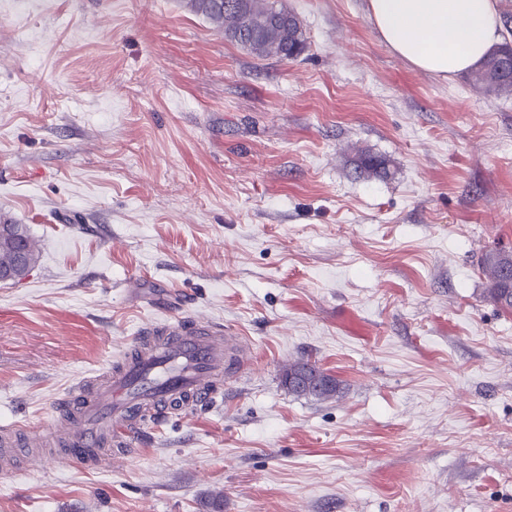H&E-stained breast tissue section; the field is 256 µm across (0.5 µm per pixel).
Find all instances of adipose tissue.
Returning a JSON list of instances; mask_svg holds the SVG:
<instances>
[{
	"instance_id": "adipose-tissue-1",
	"label": "adipose tissue",
	"mask_w": 512,
	"mask_h": 512,
	"mask_svg": "<svg viewBox=\"0 0 512 512\" xmlns=\"http://www.w3.org/2000/svg\"><path fill=\"white\" fill-rule=\"evenodd\" d=\"M498 0H368L384 43L423 72L448 78L477 68L501 39Z\"/></svg>"
}]
</instances>
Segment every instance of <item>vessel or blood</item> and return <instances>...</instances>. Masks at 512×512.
I'll return each mask as SVG.
<instances>
[{
    "mask_svg": "<svg viewBox=\"0 0 512 512\" xmlns=\"http://www.w3.org/2000/svg\"><path fill=\"white\" fill-rule=\"evenodd\" d=\"M125 361L79 380L56 404L45 430L30 422L0 426V470L30 458L50 441L74 466L101 470L131 455L130 442L146 424L170 411L188 412L216 401L225 369L250 362V349L214 320L175 316L140 328Z\"/></svg>",
    "mask_w": 512,
    "mask_h": 512,
    "instance_id": "obj_1",
    "label": "vessel or blood"
}]
</instances>
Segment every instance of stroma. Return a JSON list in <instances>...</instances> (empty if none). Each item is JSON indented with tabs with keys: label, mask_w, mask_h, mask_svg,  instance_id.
<instances>
[{
	"label": "stroma",
	"mask_w": 512,
	"mask_h": 512,
	"mask_svg": "<svg viewBox=\"0 0 512 512\" xmlns=\"http://www.w3.org/2000/svg\"><path fill=\"white\" fill-rule=\"evenodd\" d=\"M306 51L261 59L190 0H0V426L138 329L210 318L253 361L131 457L0 474V512H512V93L395 55L367 0H279ZM383 159L387 173L362 168ZM305 359L330 401L281 383ZM13 225L16 226L17 231L18 230L22 231V234H23L22 236L24 237V241H25L24 247L26 248L28 254L31 257L30 258L31 266L27 272V265H28L27 256L23 252H19L18 260L16 262L17 252L12 247L0 245V267L13 265L12 267H9V268H0V282L12 281V280L19 279L24 273L27 272V274H28L36 262L35 252H34L31 241L29 239V236L27 235V232H26L24 226L22 224H13ZM504 256L510 258L508 266L502 261ZM480 267L489 280V298L501 309L512 311V252L492 249L482 257ZM306 375L314 380L302 387L292 385L293 379ZM282 383L288 392L295 396H311L319 400L333 399L341 390L340 382L334 376L308 361H297L291 364L282 375Z\"/></svg>",
	"instance_id": "stroma-1"
}]
</instances>
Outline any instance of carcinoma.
I'll return each mask as SVG.
<instances>
[{"label":"carcinoma","instance_id":"obj_1","mask_svg":"<svg viewBox=\"0 0 512 512\" xmlns=\"http://www.w3.org/2000/svg\"><path fill=\"white\" fill-rule=\"evenodd\" d=\"M192 7L213 22L225 38L236 41V32H246L259 41L255 56L280 61L295 59L306 49V39L298 24L284 38L272 29L273 0H191ZM512 48L505 45L494 48L473 73L474 82L490 92L512 91ZM512 259V252L504 249L488 251L480 261L488 277L489 298L501 309L512 311V262L504 264L502 257ZM310 376L313 381L302 387L292 385L297 377ZM282 383L295 396H311L329 400L340 393V382L332 375L308 361L291 364L282 375Z\"/></svg>","mask_w":512,"mask_h":512}]
</instances>
